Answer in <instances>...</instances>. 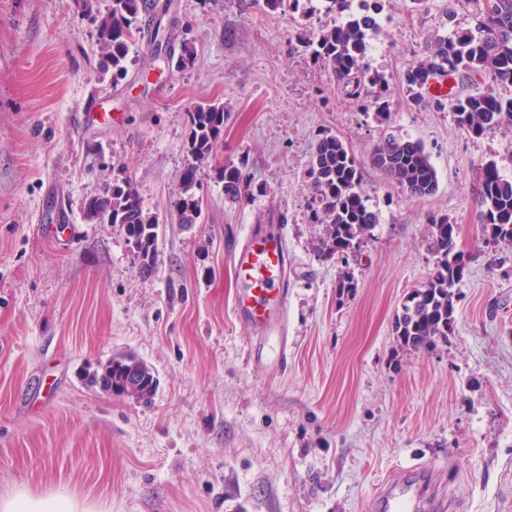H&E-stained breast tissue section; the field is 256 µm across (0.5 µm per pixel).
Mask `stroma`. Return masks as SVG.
<instances>
[{
    "mask_svg": "<svg viewBox=\"0 0 512 512\" xmlns=\"http://www.w3.org/2000/svg\"><path fill=\"white\" fill-rule=\"evenodd\" d=\"M173 41L197 58L166 69L148 38L119 83L101 77L76 0H0V499L64 496L78 512H373L394 472L420 466L445 512L512 506V247L485 246L472 188L496 163L512 179V126L473 136L452 112L416 105L407 68L435 35L475 25L450 0H351L378 22L363 111L308 46L336 23L321 0L273 12L254 0H165ZM162 74L143 83L140 58ZM224 106V135L202 175L201 223L181 224L177 177L191 163L187 114ZM95 105L98 121L81 113ZM420 141L437 171L415 199L370 162L386 133ZM338 136L361 171L377 224L355 259L318 252L308 170ZM244 162L266 193L231 203L214 177ZM130 178L163 217L154 273L117 224L84 202ZM77 241L44 230L55 211ZM458 224L473 256L447 342L406 349L393 334L404 297L432 276L429 214ZM286 216L302 273L288 301V370L251 363L253 332L232 315L225 247ZM349 270L356 287L339 296ZM146 364L152 403L89 386L113 358Z\"/></svg>",
    "mask_w": 512,
    "mask_h": 512,
    "instance_id": "1",
    "label": "stroma"
}]
</instances>
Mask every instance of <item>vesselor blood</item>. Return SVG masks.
<instances>
[{"label":"vessel or blood","instance_id":"b4317fda","mask_svg":"<svg viewBox=\"0 0 512 512\" xmlns=\"http://www.w3.org/2000/svg\"><path fill=\"white\" fill-rule=\"evenodd\" d=\"M233 264L237 289L232 303L235 319L255 330L248 350L250 361L288 369V336L285 316L288 296L296 278L283 232L256 231L235 246ZM381 512H423L415 480L395 477L378 493Z\"/></svg>","mask_w":512,"mask_h":512}]
</instances>
